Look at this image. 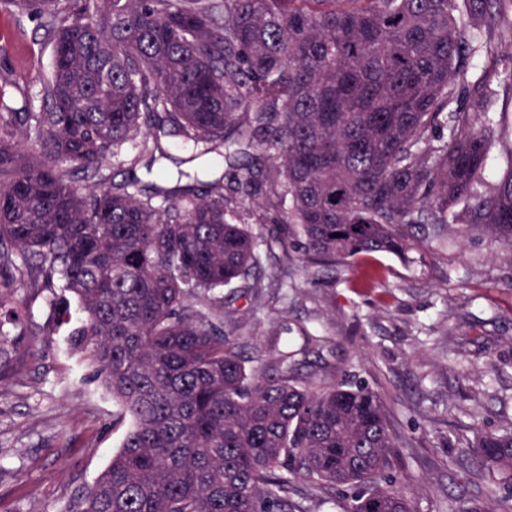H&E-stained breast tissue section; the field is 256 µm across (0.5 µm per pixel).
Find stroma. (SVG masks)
I'll list each match as a JSON object with an SVG mask.
<instances>
[{"mask_svg":"<svg viewBox=\"0 0 512 512\" xmlns=\"http://www.w3.org/2000/svg\"><path fill=\"white\" fill-rule=\"evenodd\" d=\"M53 55L36 15L0 11V112L40 105ZM479 123L512 117V86L469 101ZM261 242V304L225 293L226 336L261 363L365 383L385 399L397 436L395 476L417 512H496L504 492L464 447L512 425V257L481 229L452 224L448 245L361 254L311 266L282 246L280 216L242 201ZM288 267H280L282 254ZM22 331L0 367V512H68L108 465L129 427L66 332L41 336L44 296L18 290Z\"/></svg>","mask_w":512,"mask_h":512,"instance_id":"1","label":"stroma"}]
</instances>
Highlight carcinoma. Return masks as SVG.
I'll return each instance as SVG.
<instances>
[{
	"mask_svg": "<svg viewBox=\"0 0 512 512\" xmlns=\"http://www.w3.org/2000/svg\"><path fill=\"white\" fill-rule=\"evenodd\" d=\"M43 18L53 67L35 112L0 113V316L44 294L131 420L69 512H310L336 487L362 512H415L391 475L381 395L224 336V289L257 304L258 242L230 189L266 198L311 264L404 254L481 226L512 253L509 168L476 190L494 130L464 97L469 58L512 0H0ZM225 171L169 186L162 139ZM258 148L269 160L257 162ZM143 165L152 183L118 178ZM77 301L73 316L66 294ZM512 482V429L468 447ZM300 479L299 498L289 486Z\"/></svg>",
	"mask_w": 512,
	"mask_h": 512,
	"instance_id": "carcinoma-1",
	"label": "carcinoma"
}]
</instances>
